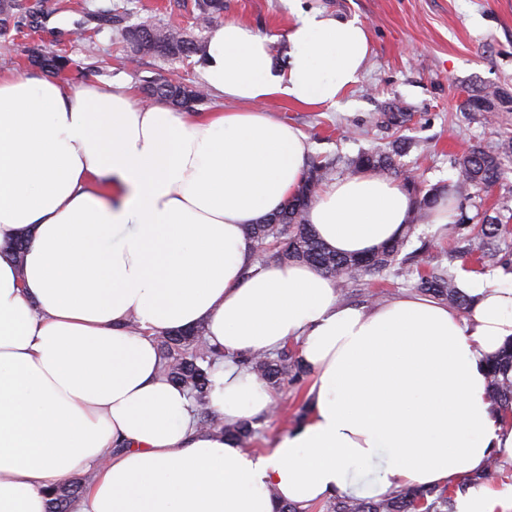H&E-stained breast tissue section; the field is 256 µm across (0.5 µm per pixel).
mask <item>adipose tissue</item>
Masks as SVG:
<instances>
[{
	"mask_svg": "<svg viewBox=\"0 0 512 512\" xmlns=\"http://www.w3.org/2000/svg\"><path fill=\"white\" fill-rule=\"evenodd\" d=\"M288 42L279 65L248 25L217 27L199 55L222 102L209 112L138 105L120 77L0 74V243H27L22 263L0 255V512H46L47 491L81 472L93 479L74 512H278L451 485L512 458L486 370L512 338V280L465 275L464 316L425 295L347 303L310 265L257 263L244 227L282 208L309 153L261 105L337 104L370 33L316 10ZM412 207L397 183L358 174L324 186L305 219L358 255ZM196 326L223 354L209 404L227 423L276 405L237 356L297 341L308 411L270 452L197 426L163 378L160 333ZM456 509L512 512V493L473 486Z\"/></svg>",
	"mask_w": 512,
	"mask_h": 512,
	"instance_id": "obj_1",
	"label": "adipose tissue"
}]
</instances>
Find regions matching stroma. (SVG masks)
<instances>
[{"mask_svg": "<svg viewBox=\"0 0 512 512\" xmlns=\"http://www.w3.org/2000/svg\"><path fill=\"white\" fill-rule=\"evenodd\" d=\"M323 10L364 23L370 33V54L359 81L335 106L319 108L275 101L266 110L296 126L310 146L309 160H337L334 178L348 176L346 162L363 150L388 145L390 131L373 118L390 104L410 112L401 135L410 148L399 162L417 176L423 188L448 181L462 152L473 144L495 149L512 135V112L499 124L485 125L465 115L467 94L487 86L512 90V0H224L223 21L250 25L269 37L276 62H284L286 37L295 10ZM194 0H46L38 29L11 32L0 48V71L30 70L33 49L66 56L70 70L63 81L72 86L122 76L134 87L154 79L201 84L196 59L135 54L124 40L125 28L153 16L163 27L180 28L207 41L212 28H198ZM97 47L87 60V43ZM414 280L383 271L357 277L351 301L385 303L412 294ZM303 393L283 389L277 413L260 417L250 449L274 448L296 422Z\"/></svg>", "mask_w": 512, "mask_h": 512, "instance_id": "stroma-1", "label": "stroma"}]
</instances>
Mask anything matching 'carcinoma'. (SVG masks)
<instances>
[{"mask_svg":"<svg viewBox=\"0 0 512 512\" xmlns=\"http://www.w3.org/2000/svg\"><path fill=\"white\" fill-rule=\"evenodd\" d=\"M44 0H13L10 13L11 29L20 31L26 27L38 26L39 18L44 14ZM198 17L207 25L221 18L224 0H196ZM128 42L150 52V44L155 39L166 42L169 54L181 58H190L200 52L201 42L187 39L176 30L165 31L148 16L135 27L123 32ZM32 64L39 66L52 75H59L68 66L66 57L53 53L34 51L29 57ZM143 92L152 102H169L182 107L177 99V88L164 82L147 80ZM504 92L497 88H485L469 95L462 108L479 116L486 122L495 120L496 113L509 112L512 106L503 102ZM407 122L404 112H382L375 123L394 128H402ZM403 142L397 140L384 151L361 152L347 161V167L353 173H371L383 176L399 173L397 158L403 153ZM456 178L423 191L415 176L405 173L402 187L413 197L414 209L407 231L400 237L384 244L365 256L341 255L330 250L316 236L311 225L306 223L305 215L315 201L321 187L333 173L330 164L313 163L308 166L303 181L288 198L283 208L276 214L257 224L245 227L247 236L257 242L263 256L282 261L292 260L310 264L324 275L347 283V280L360 273L380 272L400 267L408 261L401 257L407 247L416 223L431 219L435 202L448 198V206L456 212L453 223L448 225L452 240L467 238L465 231L472 227L471 219L458 204V198L470 189L478 191L492 187L509 186L508 175L512 174V136L501 140L498 148L490 151L480 145H474L459 158L456 166ZM478 244L461 251L452 245L445 251L448 266H436L418 272L414 288L424 294L457 308L468 311L472 297L463 292L457 282L451 264L462 260L471 272H480L488 267L502 266L509 272L512 267L500 263L498 251L494 247L497 240L512 237L509 224L503 222L500 215L483 216L478 224ZM26 245L15 240L0 247V254L10 257L15 263L22 264ZM161 354V373L171 382L188 389L196 402L198 424L207 429H217L224 437L244 447L250 443L258 430L250 420L225 424L208 405L209 377L220 354L206 341L204 328L176 331L158 337ZM298 344L285 345L274 353H253L237 360V363L257 374L275 390L285 386L301 384L308 372L297 355ZM489 375V393L504 416L512 418V338L487 360ZM489 478L484 472L465 478L454 486L425 488L406 486L394 496L383 500H357L336 496L322 505L323 512H448V504L454 501L459 492L470 485L482 484ZM85 482L76 480L65 487L48 493L47 512H71L80 498Z\"/></svg>","mask_w":512,"mask_h":512,"instance_id":"obj_1","label":"carcinoma"}]
</instances>
